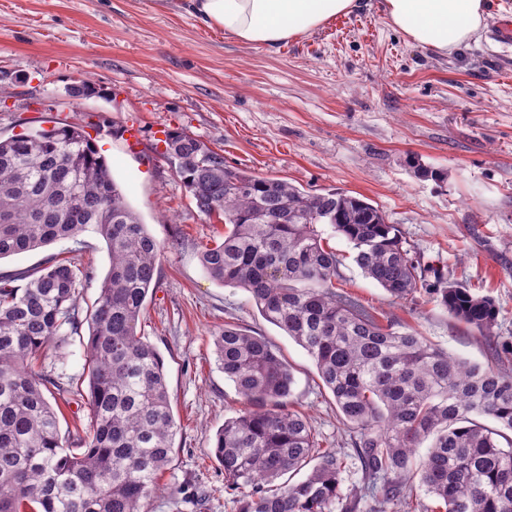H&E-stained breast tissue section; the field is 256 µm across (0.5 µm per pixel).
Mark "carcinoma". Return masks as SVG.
Segmentation results:
<instances>
[{
    "label": "carcinoma",
    "instance_id": "cac0c4a2",
    "mask_svg": "<svg viewBox=\"0 0 512 512\" xmlns=\"http://www.w3.org/2000/svg\"><path fill=\"white\" fill-rule=\"evenodd\" d=\"M164 143L197 209L224 217V240L201 253L205 272L243 289L311 357L373 491L369 512H418L416 488L436 502L430 512H512V349L491 366L460 359L338 288L343 258L322 224L353 245L363 275L392 299L415 297L420 261L398 226L358 196L230 167L183 130ZM89 230L111 263L86 313L82 433L61 434L50 399L65 388L41 356L77 332L90 272L53 255L37 275L0 277V512H147L171 462L178 425L163 357L137 333L161 245L84 126L0 138V259ZM434 276L430 288L448 314L491 335L495 301ZM18 278L27 283L12 285ZM213 342L245 404L213 440L238 512H359L362 489H342L349 454L321 447L307 416L290 408L294 376L283 356L230 323Z\"/></svg>",
    "mask_w": 512,
    "mask_h": 512
}]
</instances>
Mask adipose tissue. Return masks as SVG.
<instances>
[{
  "instance_id": "1",
  "label": "adipose tissue",
  "mask_w": 512,
  "mask_h": 512,
  "mask_svg": "<svg viewBox=\"0 0 512 512\" xmlns=\"http://www.w3.org/2000/svg\"><path fill=\"white\" fill-rule=\"evenodd\" d=\"M358 6L359 0H188L199 26L269 48ZM381 9L395 30L440 55L479 39L488 18L485 0H382Z\"/></svg>"
}]
</instances>
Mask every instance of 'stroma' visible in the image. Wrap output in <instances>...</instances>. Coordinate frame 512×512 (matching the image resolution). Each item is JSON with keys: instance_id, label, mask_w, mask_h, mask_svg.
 Masks as SVG:
<instances>
[{"instance_id": "35a3bbf8", "label": "stroma", "mask_w": 512, "mask_h": 512, "mask_svg": "<svg viewBox=\"0 0 512 512\" xmlns=\"http://www.w3.org/2000/svg\"><path fill=\"white\" fill-rule=\"evenodd\" d=\"M180 2L0 0V136L58 123L102 127L97 143L114 180L163 247L137 332L164 358L180 431L148 512H235L213 452L216 430L243 407L214 354L225 324L280 350L294 372L293 408L328 443L343 427L306 351L265 321L244 290L204 271L201 252L222 241L224 226L199 212L163 158L165 132L200 137L228 166L378 207L420 256L427 283L439 268L494 299L493 335L450 318L426 287L413 300H392L333 234L346 289L453 355L490 363L495 346H512V47L495 39L512 22V0H486L481 38L444 57L393 29L380 0H362L355 12L273 49L197 27ZM83 81L91 92L69 96ZM128 125L142 132L140 151L121 136ZM67 251L94 272L79 302L87 308L110 264L95 233L0 259V276L36 271ZM88 337L84 321L62 351H46V367L70 386L54 404L65 433L88 421ZM204 490L212 496L203 507Z\"/></svg>"}]
</instances>
